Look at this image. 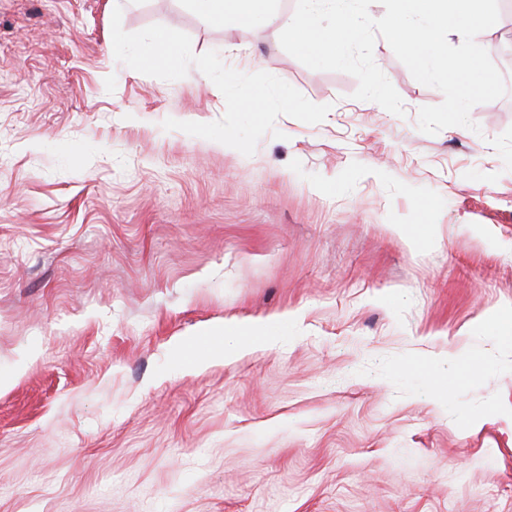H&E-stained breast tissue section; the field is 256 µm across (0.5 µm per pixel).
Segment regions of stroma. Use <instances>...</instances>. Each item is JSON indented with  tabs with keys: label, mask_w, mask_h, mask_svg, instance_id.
<instances>
[{
	"label": "stroma",
	"mask_w": 512,
	"mask_h": 512,
	"mask_svg": "<svg viewBox=\"0 0 512 512\" xmlns=\"http://www.w3.org/2000/svg\"><path fill=\"white\" fill-rule=\"evenodd\" d=\"M117 8L327 117L250 156L164 130L225 99L118 62ZM499 8L476 41L512 71ZM374 60L404 116L179 0H0V512H512V99L427 135L442 92ZM286 316L266 350L176 352Z\"/></svg>",
	"instance_id": "35a3bbf8"
}]
</instances>
